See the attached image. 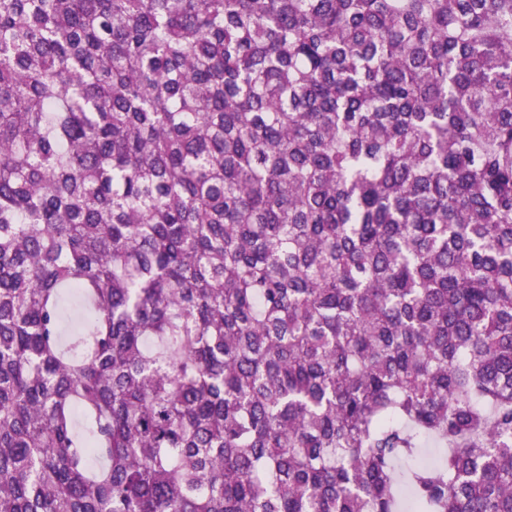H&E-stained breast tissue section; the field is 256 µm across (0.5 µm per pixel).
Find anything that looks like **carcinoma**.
Here are the masks:
<instances>
[{
  "label": "carcinoma",
  "instance_id": "1",
  "mask_svg": "<svg viewBox=\"0 0 512 512\" xmlns=\"http://www.w3.org/2000/svg\"><path fill=\"white\" fill-rule=\"evenodd\" d=\"M406 493L512 512V0H0V512Z\"/></svg>",
  "mask_w": 512,
  "mask_h": 512
}]
</instances>
